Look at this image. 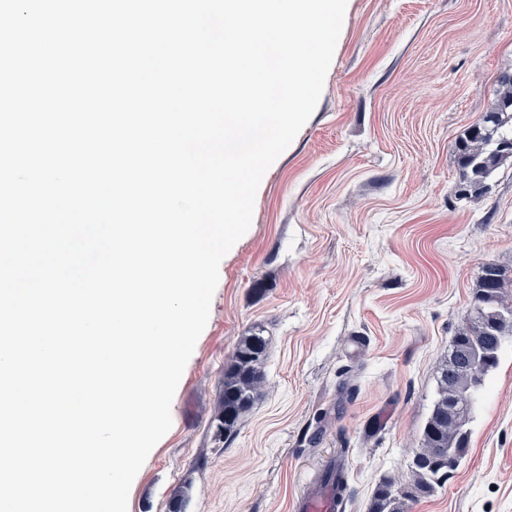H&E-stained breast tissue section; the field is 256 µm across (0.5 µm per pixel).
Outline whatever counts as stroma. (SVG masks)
Listing matches in <instances>:
<instances>
[{
    "mask_svg": "<svg viewBox=\"0 0 512 512\" xmlns=\"http://www.w3.org/2000/svg\"><path fill=\"white\" fill-rule=\"evenodd\" d=\"M512 73V0H350L322 95L264 175L222 259L172 427L128 512H294L344 461L346 512L407 472L438 364L481 267L512 269V158L491 190H455L457 144ZM267 340L264 397L223 439L215 418L240 336ZM447 483L410 512H512V341Z\"/></svg>",
    "mask_w": 512,
    "mask_h": 512,
    "instance_id": "35a3bbf8",
    "label": "stroma"
}]
</instances>
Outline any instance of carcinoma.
I'll use <instances>...</instances> for the list:
<instances>
[{
  "instance_id": "1",
  "label": "carcinoma",
  "mask_w": 512,
  "mask_h": 512,
  "mask_svg": "<svg viewBox=\"0 0 512 512\" xmlns=\"http://www.w3.org/2000/svg\"><path fill=\"white\" fill-rule=\"evenodd\" d=\"M494 107L462 135L457 148V192L483 196L499 165L512 158V75L498 78ZM512 271L495 263L482 267L470 319L458 330L437 370L433 409L412 445L407 479H386L372 491L366 512H408L407 503L444 486L452 471L436 455L445 448L462 458L468 424L482 399L485 378L498 365L503 344L512 340ZM265 338L241 337L224 369L223 413L217 433L229 438L263 396Z\"/></svg>"
}]
</instances>
